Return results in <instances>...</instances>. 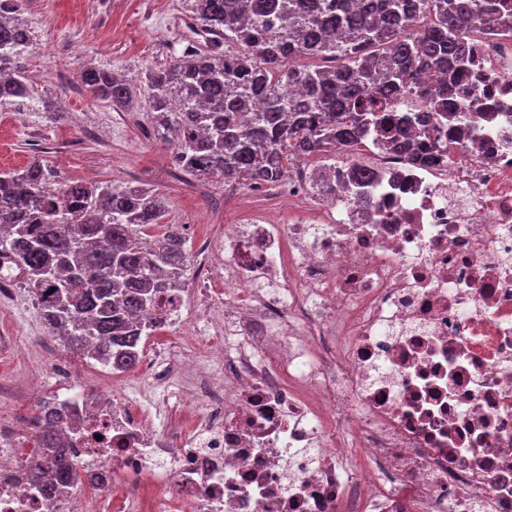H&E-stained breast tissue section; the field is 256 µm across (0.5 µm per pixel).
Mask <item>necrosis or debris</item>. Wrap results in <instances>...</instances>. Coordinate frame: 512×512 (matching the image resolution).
I'll use <instances>...</instances> for the list:
<instances>
[{
  "label": "necrosis or debris",
  "instance_id": "4bbe7bcc",
  "mask_svg": "<svg viewBox=\"0 0 512 512\" xmlns=\"http://www.w3.org/2000/svg\"><path fill=\"white\" fill-rule=\"evenodd\" d=\"M469 55L447 93L432 73L393 98L420 121L393 151L365 141L367 204L319 198L297 160L288 183L317 218L204 245L224 375L178 366L203 413L170 425L116 392L43 393L74 423L79 480L49 498L26 476L40 430L0 425V512H512V34H471Z\"/></svg>",
  "mask_w": 512,
  "mask_h": 512
}]
</instances>
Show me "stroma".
<instances>
[{
  "instance_id": "35a3bbf8",
  "label": "stroma",
  "mask_w": 512,
  "mask_h": 512,
  "mask_svg": "<svg viewBox=\"0 0 512 512\" xmlns=\"http://www.w3.org/2000/svg\"><path fill=\"white\" fill-rule=\"evenodd\" d=\"M32 47L24 59L34 74L35 96H51L55 116L36 104L0 109V171L46 161L68 180L143 183L162 194L168 223L183 224L191 241L220 240L230 224L254 219L283 222V197L193 176L173 163V147L157 135L146 103L126 110L90 99L77 84L81 61L140 78L149 67L168 65L190 44L187 0H24ZM74 354L52 337L31 293L15 282L0 295V423L35 418L39 403L29 394L38 384L55 387L56 365ZM74 386L109 391L124 386L133 399L158 403L175 423L192 405L178 380L155 384L130 369L113 378L110 367L88 363Z\"/></svg>"
}]
</instances>
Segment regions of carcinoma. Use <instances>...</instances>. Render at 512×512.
Wrapping results in <instances>:
<instances>
[{
    "label": "carcinoma",
    "mask_w": 512,
    "mask_h": 512,
    "mask_svg": "<svg viewBox=\"0 0 512 512\" xmlns=\"http://www.w3.org/2000/svg\"><path fill=\"white\" fill-rule=\"evenodd\" d=\"M21 4L0 0V106L34 100L56 112L51 98H34L22 65L31 32L15 21ZM191 13L204 43L146 70L141 86L92 64L78 68V83L121 107L146 94L155 130L174 134L178 168L244 187L279 182L303 156L353 150L373 130L398 135L417 119L388 111L399 87L422 89L424 67L446 84L448 68L465 63L471 33L512 31V0H192ZM322 57L341 64H287ZM332 174L312 172L326 195L374 176L366 168L337 181ZM52 181L57 190L48 193ZM167 216L151 189L66 180L40 161L0 172V253L22 270L52 335L80 352L96 340L97 359L115 371L140 360L129 319H155L161 295L183 287L190 252L179 226L167 225L152 247L144 242L143 229ZM48 470L62 494L77 480L58 453L28 476L37 483Z\"/></svg>",
    "instance_id": "cac0c4a2"
}]
</instances>
